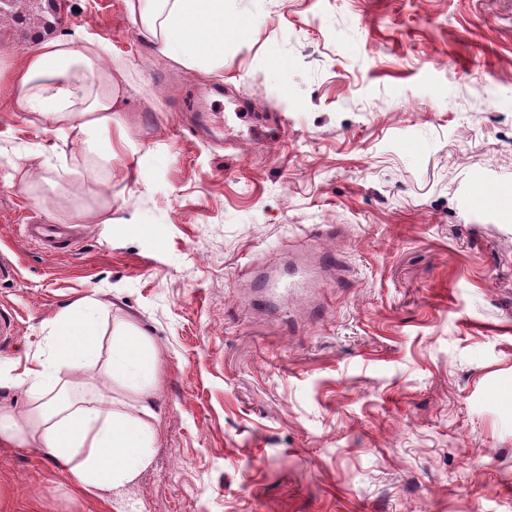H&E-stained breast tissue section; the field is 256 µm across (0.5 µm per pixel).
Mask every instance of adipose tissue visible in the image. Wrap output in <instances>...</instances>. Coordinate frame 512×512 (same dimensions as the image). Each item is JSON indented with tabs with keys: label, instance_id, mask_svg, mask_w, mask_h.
Listing matches in <instances>:
<instances>
[{
	"label": "adipose tissue",
	"instance_id": "obj_1",
	"mask_svg": "<svg viewBox=\"0 0 512 512\" xmlns=\"http://www.w3.org/2000/svg\"><path fill=\"white\" fill-rule=\"evenodd\" d=\"M137 34L157 53L188 69H207L224 55V0H126ZM201 29L203 39L193 36ZM124 77L105 46L91 39L45 42L20 61L0 56V102L28 112L62 137L84 145L88 163L112 173V115L126 99ZM103 308L92 299L73 305L53 324L50 357L25 376L0 373V387L26 386L29 405L0 404V445L31 448L48 458L78 494L132 485L152 463L155 416L153 342L135 325L112 330L107 377L133 394L123 402L105 396L59 403L47 389L79 386L74 372L97 354Z\"/></svg>",
	"mask_w": 512,
	"mask_h": 512
}]
</instances>
